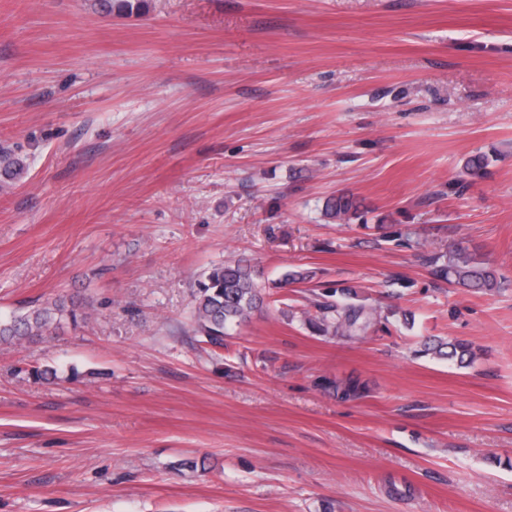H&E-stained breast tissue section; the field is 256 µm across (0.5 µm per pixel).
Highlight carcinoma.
<instances>
[{"label":"carcinoma","mask_w":512,"mask_h":512,"mask_svg":"<svg viewBox=\"0 0 512 512\" xmlns=\"http://www.w3.org/2000/svg\"><path fill=\"white\" fill-rule=\"evenodd\" d=\"M108 11L132 13L142 8L144 0H105ZM326 213L347 224L360 218V203L347 194H339L326 202ZM431 274L450 286L469 288L476 292H494L505 287L504 278L463 243H457L445 252L426 257ZM260 289L255 281L253 266L246 260L221 263L206 271L194 292L192 319L195 332L203 342L224 347L229 331L248 321L252 311L262 303ZM314 311L304 310L301 316L323 336L364 340L381 319L378 309L370 304L332 300L323 295L312 302ZM92 313L78 314L75 306L57 297L8 319L0 318V342L18 343L24 338L45 336L60 328L64 320L77 324L78 319H90ZM421 353L439 359L469 363L475 358L472 347L464 342L428 339ZM329 388L342 400L362 395L361 385L351 379L329 382Z\"/></svg>","instance_id":"cac0c4a2"}]
</instances>
